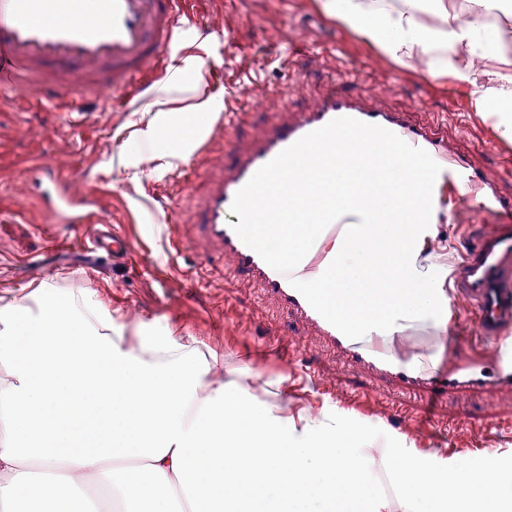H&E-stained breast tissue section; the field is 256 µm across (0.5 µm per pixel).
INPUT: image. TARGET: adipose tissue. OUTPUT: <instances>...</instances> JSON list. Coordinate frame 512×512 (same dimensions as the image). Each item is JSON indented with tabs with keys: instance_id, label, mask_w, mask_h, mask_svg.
I'll return each mask as SVG.
<instances>
[{
	"instance_id": "obj_1",
	"label": "adipose tissue",
	"mask_w": 512,
	"mask_h": 512,
	"mask_svg": "<svg viewBox=\"0 0 512 512\" xmlns=\"http://www.w3.org/2000/svg\"><path fill=\"white\" fill-rule=\"evenodd\" d=\"M318 0L320 11L396 63L423 64L512 112V70H475L502 51L486 13L512 21V0ZM213 50L197 35L145 97L149 119L124 170L186 160L220 99L206 87ZM370 427L260 400L246 370L171 328L127 329L82 288L43 282L0 297V512H512L501 459L472 466L372 448Z\"/></svg>"
}]
</instances>
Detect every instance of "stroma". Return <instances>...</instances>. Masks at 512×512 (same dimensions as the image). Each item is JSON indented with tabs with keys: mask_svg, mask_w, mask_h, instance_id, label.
Wrapping results in <instances>:
<instances>
[{
	"mask_svg": "<svg viewBox=\"0 0 512 512\" xmlns=\"http://www.w3.org/2000/svg\"><path fill=\"white\" fill-rule=\"evenodd\" d=\"M209 8L223 13L225 29L236 37V49H220L217 56L227 78L247 72L258 84L247 116L231 136H246L284 108L306 105L323 82L336 79L347 91L364 92L377 103L413 110L418 121L446 127L449 143L462 158L512 192V166L494 147L502 139L500 131L482 116L457 112L449 101L459 87L453 76L435 78L400 66L333 18L303 31L300 23L317 13V0H211ZM143 104L138 96L127 111L116 112L106 101L92 99L70 114L51 103L33 107L14 95L0 96V296L25 293L38 283L39 275L29 266L38 260L51 268L53 281L87 289L124 321L179 330L222 353L225 363L249 368L255 391L275 390L278 379H285L289 409L327 410L374 424L377 447L447 458L461 453L476 462L512 452V390L492 387L470 395L423 397L413 416L428 413L434 421L455 422L443 446L425 429L410 433L393 427L387 413L404 401L396 387L372 380L317 337L292 333L274 306L245 286L220 256L205 258L188 249V265L202 272L200 291L175 284L164 293L156 277L138 266L107 261L95 267L76 246L46 252L47 237L61 228L29 196L24 169L57 156L68 157L90 186L105 192L116 228L149 260L162 262L167 225L192 221L208 189L207 170L224 161L227 137L211 138L204 152L164 174L146 170L130 179L116 162L135 132ZM304 370L316 375V383L297 386L296 377ZM369 385L375 388L370 399L362 394Z\"/></svg>",
	"mask_w": 512,
	"mask_h": 512,
	"instance_id": "35a3bbf8",
	"label": "stroma"
}]
</instances>
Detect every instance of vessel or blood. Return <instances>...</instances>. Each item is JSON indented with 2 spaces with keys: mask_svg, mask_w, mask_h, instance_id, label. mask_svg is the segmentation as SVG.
Instances as JSON below:
<instances>
[{
  "mask_svg": "<svg viewBox=\"0 0 512 512\" xmlns=\"http://www.w3.org/2000/svg\"><path fill=\"white\" fill-rule=\"evenodd\" d=\"M197 0H0V90L47 98L64 109L89 95L114 97L156 80L166 67L167 50L181 18ZM350 117L381 126L422 148L440 166L432 194L430 224L419 237L418 267L438 272L439 319L406 324L403 331L373 330L351 339L326 321L293 288V280L318 278L336 256L346 230L358 223L348 214L332 222L291 274L270 267L233 229L236 193L267 162L294 142L330 121ZM230 156L209 173V189L196 204L195 218L169 225L164 253L177 270L181 287L198 283L193 269L178 270L185 247L201 245L221 254L248 286L261 289L289 323L305 327L321 342L366 374L412 393L437 389L474 391L512 387V194L459 158L447 132L416 122L410 111L369 103L365 96L329 82L307 105L286 109L273 123L257 127L247 139L226 143ZM40 209L68 227L94 258L126 262L130 240L102 218V193L63 157L27 172ZM466 217V235L455 262H448L445 224ZM474 324L480 346L457 367L437 372L435 347ZM495 366L493 375L481 371Z\"/></svg>",
  "mask_w": 512,
  "mask_h": 512,
  "instance_id": "1",
  "label": "vessel or blood"
}]
</instances>
